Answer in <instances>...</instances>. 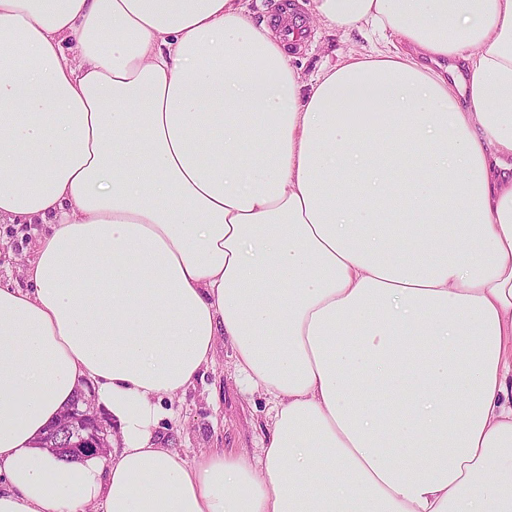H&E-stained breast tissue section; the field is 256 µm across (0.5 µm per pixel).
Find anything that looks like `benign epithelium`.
Segmentation results:
<instances>
[{
  "label": "benign epithelium",
  "instance_id": "7a95c632",
  "mask_svg": "<svg viewBox=\"0 0 512 512\" xmlns=\"http://www.w3.org/2000/svg\"><path fill=\"white\" fill-rule=\"evenodd\" d=\"M108 433L89 406L77 403L64 411L45 436V445L59 457L106 454Z\"/></svg>",
  "mask_w": 512,
  "mask_h": 512
}]
</instances>
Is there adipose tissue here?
<instances>
[{
    "label": "adipose tissue",
    "mask_w": 512,
    "mask_h": 512,
    "mask_svg": "<svg viewBox=\"0 0 512 512\" xmlns=\"http://www.w3.org/2000/svg\"><path fill=\"white\" fill-rule=\"evenodd\" d=\"M310 11L405 48L307 82L241 0H0V512H512V0ZM220 337L268 436L190 464ZM89 382L118 435L61 460ZM39 225L0 224V285L25 287L23 269L35 255Z\"/></svg>",
    "instance_id": "adipose-tissue-1"
}]
</instances>
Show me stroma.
Here are the masks:
<instances>
[{"label":"stroma","instance_id":"1","mask_svg":"<svg viewBox=\"0 0 512 512\" xmlns=\"http://www.w3.org/2000/svg\"><path fill=\"white\" fill-rule=\"evenodd\" d=\"M376 46V41L359 33L344 37L314 20L307 24L300 45L292 48L290 62L308 80L335 64L348 49L367 53ZM36 240L31 226L0 224L1 286L24 285L23 270L35 255ZM166 405L175 417L163 421L157 434L165 447L180 452L186 461L211 450L259 454L267 429V399L248 390L229 343L218 342L214 364Z\"/></svg>","mask_w":512,"mask_h":512}]
</instances>
